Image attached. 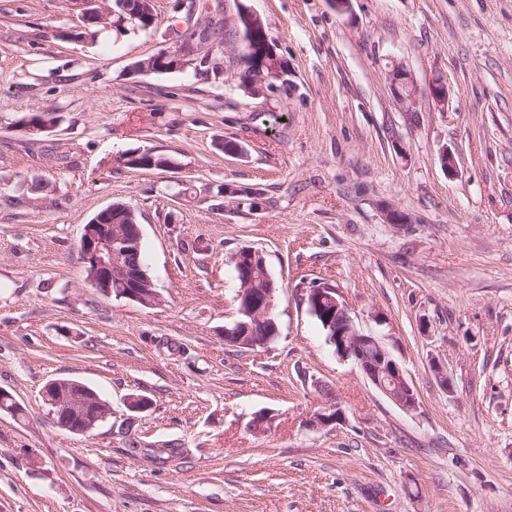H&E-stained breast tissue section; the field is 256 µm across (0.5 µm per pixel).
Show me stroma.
<instances>
[{"label": "stroma", "instance_id": "1", "mask_svg": "<svg viewBox=\"0 0 512 512\" xmlns=\"http://www.w3.org/2000/svg\"><path fill=\"white\" fill-rule=\"evenodd\" d=\"M190 2L157 0L154 27L90 41L74 0H0V388L24 409L0 411V512H512V0H351L343 15L202 0L200 22L227 30L210 47L223 76L195 60L131 75L179 43ZM242 5L267 20L287 90L241 87ZM394 62L413 108L389 86ZM42 112L56 127L25 131ZM142 152L175 164L127 167ZM115 202L138 214L157 307L85 284L83 226ZM387 205L411 224H388ZM244 246L278 285L281 334L256 350L224 342ZM315 283L382 340L416 411L335 354L308 310ZM60 377L111 405L90 434L44 403ZM328 393L345 423L309 429ZM137 395L150 407L128 409ZM136 442L180 454L162 465Z\"/></svg>", "mask_w": 512, "mask_h": 512}]
</instances>
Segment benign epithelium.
I'll return each mask as SVG.
<instances>
[{"instance_id":"benign-epithelium-1","label":"benign epithelium","mask_w":512,"mask_h":512,"mask_svg":"<svg viewBox=\"0 0 512 512\" xmlns=\"http://www.w3.org/2000/svg\"><path fill=\"white\" fill-rule=\"evenodd\" d=\"M201 52L194 41L183 39L172 49L155 53L153 60L164 71L179 69L187 58ZM114 206L101 210L95 219L84 225L80 252L87 272V283L105 297L127 299L148 307L160 303L154 282L137 261L142 233L137 224H117L110 221ZM233 264L244 283H249L256 266H265L263 255L254 249L241 248L233 256ZM274 288L255 290L243 287L238 293V312L251 322L235 321L233 328L224 329V342L251 350L266 347L279 336V327L271 318ZM310 299L331 310V317L340 319L339 333L328 343L337 356L356 361L371 383L402 409H417L413 387L404 371L394 361L383 343L375 336L360 332L343 301L336 298L337 288L318 284L309 289ZM44 401L52 407L56 423L78 435L87 434L112 414L110 405L86 384L70 378H55L47 382L42 392ZM346 414L335 404L315 411L308 424L324 429L345 422Z\"/></svg>"}]
</instances>
